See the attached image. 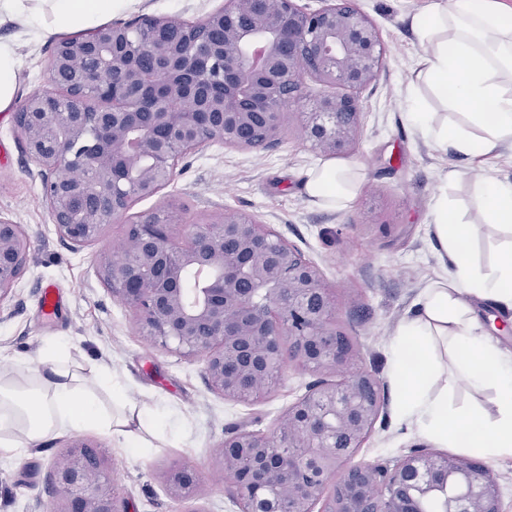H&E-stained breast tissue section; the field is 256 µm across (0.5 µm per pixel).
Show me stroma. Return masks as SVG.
<instances>
[{"mask_svg": "<svg viewBox=\"0 0 512 512\" xmlns=\"http://www.w3.org/2000/svg\"><path fill=\"white\" fill-rule=\"evenodd\" d=\"M434 0H358L386 46L379 80L360 95L362 126L348 162L362 166L363 187L342 212L309 204L306 174L319 155L307 142V100L319 85L306 80L304 102L283 107L280 141L265 149L238 150L206 145L183 155L172 181L155 196L134 200L129 213L161 211L169 223L203 224L221 212L249 214L301 249L320 270L335 299V318L361 352L360 365L379 378L384 410L358 453L362 460L392 461L422 446L416 432L393 415L394 386L388 345L409 312L419 288L443 272L432 228V205L447 196L464 219L473 221L471 255L483 269L512 243V230L475 222L477 182L512 178V150L469 158L440 155L405 121V87L422 48L412 24ZM224 0H137L117 15L120 23L145 16L177 15L193 22L221 8ZM46 40L20 48L21 95L45 86L44 68L54 48ZM0 217L22 225L31 247L18 283L0 311V374H12L18 360L38 359L61 349L84 371L111 366L138 405L166 407L182 423V435L166 433L156 447L135 452L92 430L64 432L19 457L0 462V512H43L36 497L60 454L73 441L106 459L127 512H240L218 465L227 432L244 426L268 434L278 413L303 394L312 374L286 367L270 396L245 406L208 390L205 358L161 347L146 337L133 313L112 296L97 275L102 252L115 247L126 229L118 222L78 251L56 233L41 196L38 168L23 152L14 115L0 113ZM53 286L61 305L46 315L40 297ZM188 463L196 485L185 498L172 497L166 472Z\"/></svg>", "mask_w": 512, "mask_h": 512, "instance_id": "35a3bbf8", "label": "stroma"}]
</instances>
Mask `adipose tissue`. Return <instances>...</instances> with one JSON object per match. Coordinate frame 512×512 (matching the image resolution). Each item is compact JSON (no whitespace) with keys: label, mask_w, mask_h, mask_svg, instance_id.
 Wrapping results in <instances>:
<instances>
[{"label":"adipose tissue","mask_w":512,"mask_h":512,"mask_svg":"<svg viewBox=\"0 0 512 512\" xmlns=\"http://www.w3.org/2000/svg\"><path fill=\"white\" fill-rule=\"evenodd\" d=\"M132 0H0V112L16 103L21 84L22 41H43L90 29L123 13ZM412 24L422 45L418 73L405 92V119L435 151L488 156L512 147V5L506 0H436ZM426 85L458 121L433 126L416 99ZM364 182L356 164L324 163L308 172L309 203L347 208ZM478 215L487 224H512V181L484 178ZM433 233L441 247L444 275L418 292L412 314L396 326L389 345L396 386L394 414L439 448H461L489 460L512 457V356L480 329L475 301L512 309V246L489 271L474 264L471 227L440 197L433 207ZM449 354L453 369L440 354ZM463 381L493 388L489 404L456 408L448 389ZM164 411L141 409L101 368L88 382L71 357L56 351L24 363L13 380L0 379V454L11 456L63 432L92 429L124 448H149L168 427Z\"/></svg>","instance_id":"obj_1"}]
</instances>
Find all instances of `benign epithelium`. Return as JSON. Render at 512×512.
<instances>
[{
	"label": "benign epithelium",
	"mask_w": 512,
	"mask_h": 512,
	"mask_svg": "<svg viewBox=\"0 0 512 512\" xmlns=\"http://www.w3.org/2000/svg\"><path fill=\"white\" fill-rule=\"evenodd\" d=\"M375 23L355 0L308 12L296 0H224L197 22L146 16L62 38L46 88L16 112L23 151L39 168L61 241L78 250L157 194L178 159L220 142L255 149L281 133V108L319 82L306 137L321 156L349 155L363 112L358 93L380 77ZM91 168L94 177L78 176ZM22 225L0 219V301L30 251ZM98 274L140 330L205 356L207 388L254 404L295 362L317 379L282 411L271 434L235 428L220 464L241 512H502L486 464L430 448L392 462H356L383 408L373 374L355 368L352 340L318 268L268 224L223 213L176 227L158 212L127 225L121 257L100 254ZM342 480L331 483L336 471ZM182 498L196 482L183 464L166 476ZM48 512H125L103 458L76 442L50 475Z\"/></svg>",
	"instance_id": "1"
}]
</instances>
